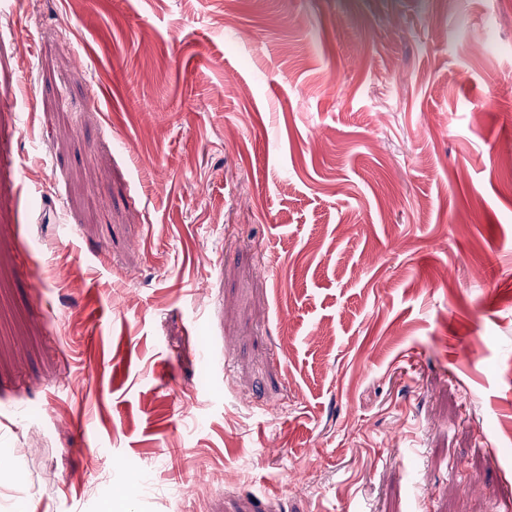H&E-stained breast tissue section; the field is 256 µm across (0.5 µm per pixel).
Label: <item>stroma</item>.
<instances>
[{
    "label": "stroma",
    "mask_w": 512,
    "mask_h": 512,
    "mask_svg": "<svg viewBox=\"0 0 512 512\" xmlns=\"http://www.w3.org/2000/svg\"><path fill=\"white\" fill-rule=\"evenodd\" d=\"M0 7V512H512L506 0Z\"/></svg>",
    "instance_id": "1"
}]
</instances>
